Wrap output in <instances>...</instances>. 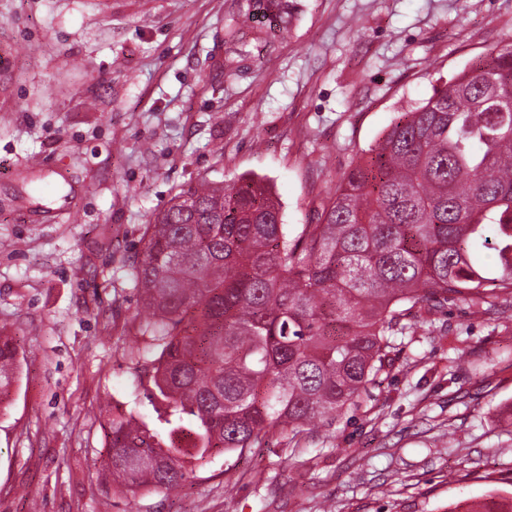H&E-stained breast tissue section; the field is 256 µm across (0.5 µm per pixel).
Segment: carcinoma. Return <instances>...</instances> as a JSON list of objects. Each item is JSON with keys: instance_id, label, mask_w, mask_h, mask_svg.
Returning a JSON list of instances; mask_svg holds the SVG:
<instances>
[{"instance_id": "cac0c4a2", "label": "carcinoma", "mask_w": 512, "mask_h": 512, "mask_svg": "<svg viewBox=\"0 0 512 512\" xmlns=\"http://www.w3.org/2000/svg\"><path fill=\"white\" fill-rule=\"evenodd\" d=\"M132 276L164 429L110 420L126 490L177 491L215 455L334 420L414 308L512 298V40L400 113L295 238L263 183L201 181L147 226ZM18 366L0 336V395ZM448 512H512V496Z\"/></svg>"}]
</instances>
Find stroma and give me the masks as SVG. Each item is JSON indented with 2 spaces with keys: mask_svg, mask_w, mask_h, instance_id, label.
Listing matches in <instances>:
<instances>
[{
  "mask_svg": "<svg viewBox=\"0 0 512 512\" xmlns=\"http://www.w3.org/2000/svg\"><path fill=\"white\" fill-rule=\"evenodd\" d=\"M512 39V0H0V512H446L512 492V299L412 319L356 403L117 493L109 422L157 426L132 283L200 179L267 182L289 235L399 113ZM18 356L13 340L0 336V395L8 393L18 380Z\"/></svg>",
  "mask_w": 512,
  "mask_h": 512,
  "instance_id": "stroma-1",
  "label": "stroma"
}]
</instances>
